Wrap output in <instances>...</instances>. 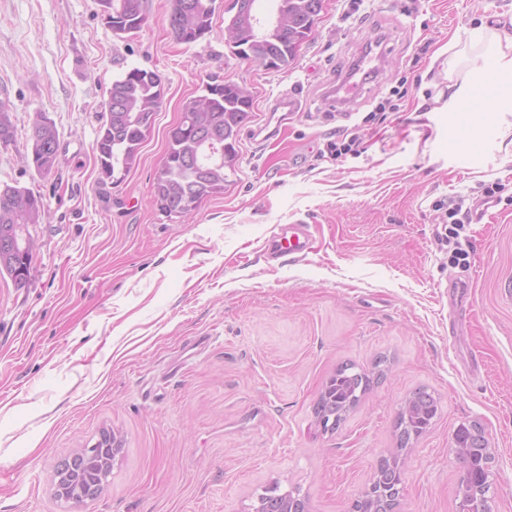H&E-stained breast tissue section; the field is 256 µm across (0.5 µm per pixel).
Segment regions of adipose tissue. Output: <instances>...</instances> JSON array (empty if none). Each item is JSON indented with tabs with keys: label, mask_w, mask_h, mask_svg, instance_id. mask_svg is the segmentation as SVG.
I'll list each match as a JSON object with an SVG mask.
<instances>
[{
	"label": "adipose tissue",
	"mask_w": 512,
	"mask_h": 512,
	"mask_svg": "<svg viewBox=\"0 0 512 512\" xmlns=\"http://www.w3.org/2000/svg\"><path fill=\"white\" fill-rule=\"evenodd\" d=\"M496 44L490 72L475 73L470 82L450 93L446 111H456L459 103L465 99L484 101L494 110H512V34L506 32L497 35Z\"/></svg>",
	"instance_id": "obj_1"
}]
</instances>
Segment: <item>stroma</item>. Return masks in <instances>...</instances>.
Returning <instances> with one entry per match:
<instances>
[{
  "instance_id": "1",
  "label": "stroma",
  "mask_w": 512,
  "mask_h": 512,
  "mask_svg": "<svg viewBox=\"0 0 512 512\" xmlns=\"http://www.w3.org/2000/svg\"><path fill=\"white\" fill-rule=\"evenodd\" d=\"M229 5L216 0L211 32L188 46L168 0H143L134 34L113 32L96 0H0V100L15 125L0 185L47 205L28 287L0 278V512H253L275 481L312 512H352L396 453L397 512H460L453 433L472 423L492 449V512H512V112L443 109L449 85L486 66L494 32H512V0H325L281 71L233 54ZM373 29L390 46L378 88L325 119V90ZM132 67L162 76L163 101L138 164L104 183L99 111ZM227 80L250 92V124L285 93L305 109L271 142L240 131L223 194L166 215L152 185L169 133L205 84ZM39 113L60 140L41 177L23 164ZM355 132L358 154L331 155ZM453 197L473 214L464 267L438 208ZM297 220L310 250L265 259L274 228ZM379 359L383 377L322 430L325 380ZM420 387L439 413L401 451L397 414ZM105 430L122 448L109 484L87 504L56 501L59 462Z\"/></svg>"
}]
</instances>
